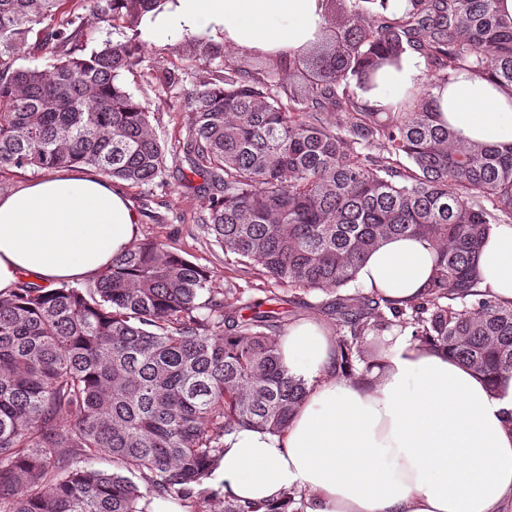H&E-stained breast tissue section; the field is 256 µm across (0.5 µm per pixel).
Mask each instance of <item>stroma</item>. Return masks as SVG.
Masks as SVG:
<instances>
[{
  "label": "stroma",
  "instance_id": "1",
  "mask_svg": "<svg viewBox=\"0 0 512 512\" xmlns=\"http://www.w3.org/2000/svg\"><path fill=\"white\" fill-rule=\"evenodd\" d=\"M145 60L137 70L124 74L128 90L141 100L150 112L157 134L169 142L166 156V183L152 188L126 187L125 192L140 216L139 240H159L168 250L177 252L210 270L208 286L212 294L223 295L225 289L238 288L243 301L259 304L266 294L262 281L244 266L226 259L203 230L201 218L207 212L209 197L216 189L199 176H189L184 154L175 143L189 118L180 99L170 97L157 78L169 69L189 70L193 81L206 79L209 69L204 63H193V47L180 38L145 39ZM287 325L313 319L330 325L329 310L334 294L319 290L284 288L281 291Z\"/></svg>",
  "mask_w": 512,
  "mask_h": 512
}]
</instances>
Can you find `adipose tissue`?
I'll return each instance as SVG.
<instances>
[{
    "label": "adipose tissue",
    "mask_w": 512,
    "mask_h": 512,
    "mask_svg": "<svg viewBox=\"0 0 512 512\" xmlns=\"http://www.w3.org/2000/svg\"><path fill=\"white\" fill-rule=\"evenodd\" d=\"M323 0H174L143 23L152 37L221 32L247 53L297 52L320 32ZM427 80L418 54L382 71L363 98L399 100ZM433 93L439 119L467 142L512 144V96L463 72ZM140 217L123 191L87 166L62 168L0 192V294L21 282L49 288L109 268L136 239ZM433 250L388 238L359 272L388 299L416 297ZM481 287L512 303V225H493L479 258ZM379 366L354 379L332 372L333 339L308 320L281 338L289 372L309 393L286 430L224 437L216 475L225 496L254 502L293 488L307 512H500L512 500V378L490 389L448 354L392 330Z\"/></svg>",
    "instance_id": "obj_1"
}]
</instances>
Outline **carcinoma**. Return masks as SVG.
<instances>
[{"label": "carcinoma", "mask_w": 512, "mask_h": 512, "mask_svg": "<svg viewBox=\"0 0 512 512\" xmlns=\"http://www.w3.org/2000/svg\"><path fill=\"white\" fill-rule=\"evenodd\" d=\"M69 2L0 0V168L164 183L165 144L122 76L143 63V16L167 0H94L122 38L89 53ZM497 2L411 0L385 14L326 0L318 42L271 68L187 37L211 77L159 82L186 101L190 172L221 192L203 226L272 285V307L246 313L235 288L202 298L209 271L158 240L80 286L0 295V512H151L156 497L188 512H288L294 490L256 504L210 486L224 435L279 434L308 393L282 361L275 286L336 293L338 376L381 359L393 327L494 385L512 375V304L479 290L478 266L490 226L512 223V146L460 140L432 93L465 71L512 96V16ZM411 52L423 94L366 105L358 91ZM26 54L50 64L16 65ZM388 237L436 253L424 292L401 306L358 281ZM103 458L111 468L95 467Z\"/></svg>", "instance_id": "carcinoma-1"}]
</instances>
